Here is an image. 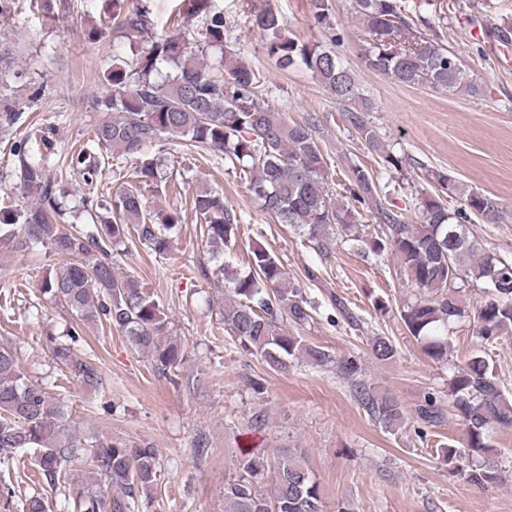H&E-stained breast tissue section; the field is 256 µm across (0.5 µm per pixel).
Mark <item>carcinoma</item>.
<instances>
[{"label":"carcinoma","mask_w":512,"mask_h":512,"mask_svg":"<svg viewBox=\"0 0 512 512\" xmlns=\"http://www.w3.org/2000/svg\"><path fill=\"white\" fill-rule=\"evenodd\" d=\"M356 3L369 34L361 45L369 69L402 86L482 93L459 55L403 17L397 0ZM191 4L202 17L201 43L193 45L179 35L157 34L152 12L141 0L127 13L112 16L129 42L130 54L112 56L103 73L107 91L95 102L103 117L94 138L116 164L137 161L135 181L124 186L113 203L84 197L74 213L85 215L86 221L78 227L61 222L65 207L50 170L27 143L11 145L19 163V189L35 196V202L23 210L0 208V244L14 253L42 247L60 259L58 271L40 291L75 316L69 341L53 348L55 363L67 378L87 389L99 388L98 370L77 355L75 346L85 330L104 325L120 330L132 347L153 358L155 369L164 375L182 361L158 302L136 278L116 275L111 256L112 247L134 231L158 256L174 248L179 215L151 210L143 194L145 187L167 182L157 158L149 154L163 140H174L192 154L222 157L224 164L249 172V191L261 210L306 237L324 261L335 253L336 233L361 241L357 224L363 213H370L383 233L370 248L376 253L390 250L407 282L419 290V296L400 310V318L429 358L447 359L448 325L466 313L459 280L483 285L485 296L473 316L482 342L493 345L511 335L512 261L496 254L476 256L477 240L467 226L474 217L490 224L504 222L507 215L498 198L435 172L436 189L418 198L420 223L409 224L389 207L374 176L354 164L344 184L346 200L333 199L328 161L319 143L321 118L309 113L294 121L266 104L261 74L238 61L227 42L224 13L212 7V0ZM254 25L280 69L309 71L341 106L343 120L356 138L387 167H402V158L387 149L371 121L374 103L360 92L335 52L287 35L286 22L270 8L254 15ZM163 63L174 65L175 73L162 76ZM21 118L22 111L0 93V132L7 133ZM104 163V158L83 149L71 155L69 165L91 186L101 178ZM449 198L459 206L450 209ZM194 209L204 221L209 246L203 275L224 294V329L230 336L274 372L286 371L296 361L316 366L336 362L366 411L386 428L399 426L404 419L400 404L362 381L357 357L336 361L325 347L287 330L289 325L299 329L308 324L315 307L304 285L290 277L274 251L256 243L250 247L246 270L229 268L224 249L237 239L238 224L223 195L204 187L196 193ZM370 348L380 361L397 355L387 336L373 337ZM447 414L462 426L459 445L445 449L450 464L463 451L471 457L492 452L493 428L512 429V399L483 357H472L453 374L448 411L433 398L417 409L425 424L438 423ZM70 418L67 406L45 387L29 382L13 350L0 345V450L34 449L33 464L48 486H69L80 512H138L142 498L158 481V450L148 443L88 437L72 428ZM85 455L96 464L104 484L72 482V466ZM264 470V463L246 460L244 475L224 486V512H326L319 483L302 453L274 457L270 494L256 486ZM467 478L485 486L499 482L502 474L485 465L470 470Z\"/></svg>","instance_id":"obj_1"}]
</instances>
